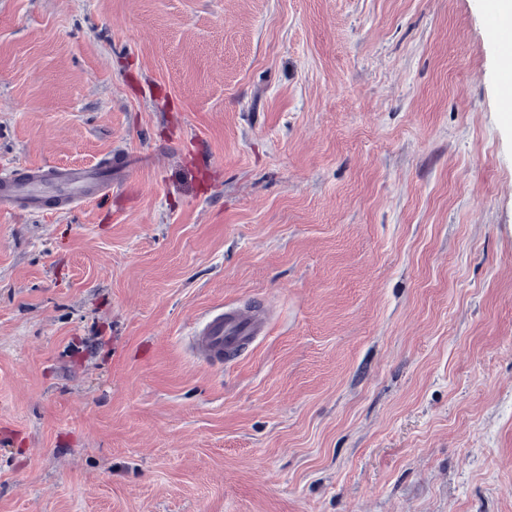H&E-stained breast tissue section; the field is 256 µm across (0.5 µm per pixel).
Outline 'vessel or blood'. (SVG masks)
<instances>
[{
  "label": "vessel or blood",
  "instance_id": "b4317fda",
  "mask_svg": "<svg viewBox=\"0 0 512 512\" xmlns=\"http://www.w3.org/2000/svg\"><path fill=\"white\" fill-rule=\"evenodd\" d=\"M112 189V169L54 166L30 169L0 178V208L21 205L43 212L48 201L73 208L107 196ZM265 321L255 310H221L204 314L192 328L190 340L201 359L220 363L233 355L246 339L264 333Z\"/></svg>",
  "mask_w": 512,
  "mask_h": 512
}]
</instances>
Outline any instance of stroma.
Returning a JSON list of instances; mask_svg holds the SVG:
<instances>
[{
    "mask_svg": "<svg viewBox=\"0 0 512 512\" xmlns=\"http://www.w3.org/2000/svg\"><path fill=\"white\" fill-rule=\"evenodd\" d=\"M493 3L0 0V172L129 156L0 211V512H512ZM264 328V317L253 309H217L194 324L190 340L200 359L223 363L224 355H233L246 339L263 335Z\"/></svg>",
    "mask_w": 512,
    "mask_h": 512,
    "instance_id": "35a3bbf8",
    "label": "stroma"
}]
</instances>
